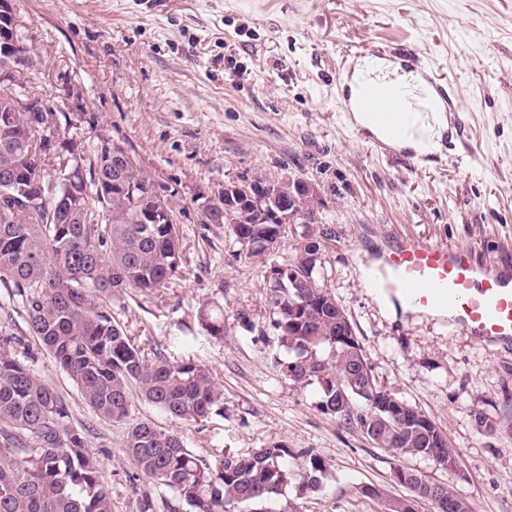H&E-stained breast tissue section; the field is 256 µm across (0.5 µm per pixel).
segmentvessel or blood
I'll use <instances>...</instances> for the list:
<instances>
[{
	"instance_id": "1",
	"label": "vessel or blood",
	"mask_w": 512,
	"mask_h": 512,
	"mask_svg": "<svg viewBox=\"0 0 512 512\" xmlns=\"http://www.w3.org/2000/svg\"><path fill=\"white\" fill-rule=\"evenodd\" d=\"M437 109L458 112L461 101L450 94L446 78L431 68L421 70ZM342 112L367 120L387 117L388 132L397 134L410 124V113L392 87L366 83ZM389 139L381 149H391ZM366 287L401 310L414 313L443 309L451 324L461 326L482 343H512V265L477 261L471 249L447 247L398 234L378 256L365 262Z\"/></svg>"
}]
</instances>
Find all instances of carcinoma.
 Returning <instances> with one entry per match:
<instances>
[{
    "mask_svg": "<svg viewBox=\"0 0 512 512\" xmlns=\"http://www.w3.org/2000/svg\"><path fill=\"white\" fill-rule=\"evenodd\" d=\"M55 123L14 111L0 90V213L19 205L12 223L0 221V285L11 309L0 321V512H112L111 491L102 478L88 429L76 426L67 398L37 377L28 359L29 340L45 349L70 377L100 418L125 422L133 390L166 414L202 422L220 410L222 393L208 368L172 360L160 351L149 356L131 343L110 309L128 291L163 288L180 271L177 224H142L140 214L152 177L129 164L126 182L112 178V156L74 137L50 141ZM59 182L57 196L41 186ZM290 210L311 213L312 200L288 185L257 178ZM65 196L76 208L63 209ZM283 225L258 224L246 206L234 212L232 236L257 239ZM282 288L265 297L288 357L276 360L296 386L318 384L320 407L364 432L378 448L399 457L439 459L455 468L456 456L443 431L418 408L377 386L359 341H345L354 329L345 309L315 273L306 270L299 247L281 265ZM202 328L224 335V312L202 307ZM139 473L175 492L191 512H275L286 488H320L324 462L307 452L274 444L247 457L231 454L216 466L189 451L181 436L149 423H132L123 443ZM303 457L301 464L285 459ZM400 485L407 498L385 500V512H414L412 501L436 488L456 499L449 486L431 483L407 468Z\"/></svg>",
    "mask_w": 512,
    "mask_h": 512,
    "instance_id": "obj_1",
    "label": "carcinoma"
}]
</instances>
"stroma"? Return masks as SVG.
I'll return each mask as SVG.
<instances>
[{
	"label": "stroma",
	"instance_id": "1",
	"mask_svg": "<svg viewBox=\"0 0 512 512\" xmlns=\"http://www.w3.org/2000/svg\"><path fill=\"white\" fill-rule=\"evenodd\" d=\"M19 36L34 64L16 90L69 109V74L87 115L77 133L123 146L171 194L179 213V275L166 287L112 300L133 344L209 368L220 412L202 423L172 418L134 398L132 418L178 433L209 463L281 444L319 456L323 487L288 488L291 512H382L406 496L393 470L407 467L451 486L473 512H512V348L477 342L426 313L404 315L361 281L363 262L394 233L470 248L512 264V0H15ZM415 54L455 85L462 103L440 152H385L341 112L336 78L352 53ZM314 187L334 235L319 276L356 332L378 386L418 408L446 434L455 469L398 457L324 413L317 386L292 384L265 304L282 247L252 257L227 226L204 224L197 200L243 178ZM224 310V334L198 322ZM246 310L249 324L238 319ZM33 372L70 401L90 430L112 512H189L172 491L138 475L123 451L126 426L95 415L45 352ZM484 412L480 427L475 412ZM380 497L369 495V488ZM198 321L202 328L213 337L224 334V312L220 308L203 306L198 311Z\"/></svg>",
	"mask_w": 512,
	"mask_h": 512
}]
</instances>
